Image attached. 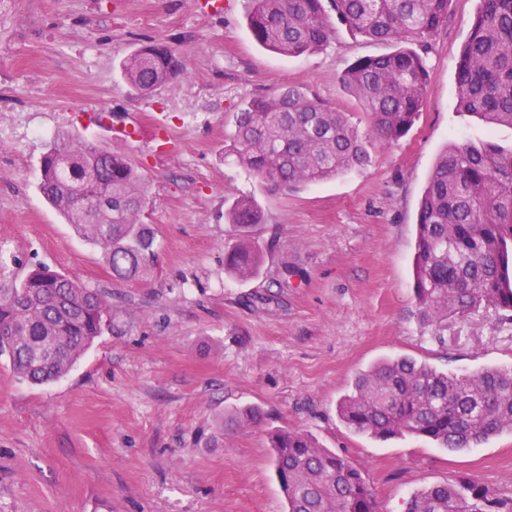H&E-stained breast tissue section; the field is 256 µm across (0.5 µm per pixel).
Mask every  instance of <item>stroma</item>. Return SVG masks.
<instances>
[{"label":"stroma","instance_id":"35a3bbf8","mask_svg":"<svg viewBox=\"0 0 512 512\" xmlns=\"http://www.w3.org/2000/svg\"><path fill=\"white\" fill-rule=\"evenodd\" d=\"M203 15L196 0H0V288L45 266L97 290L111 313L63 378L33 385L0 358V512H285L269 430H306L346 454L379 512L464 474L512 498V435L451 452L411 436L351 432L337 403L356 375L408 356L456 375L512 367V321L494 309L449 318L441 334L414 296L416 217L435 158L456 140L512 145V128L458 113L455 65L477 0H451L429 42L422 114L381 141L339 74L394 51L338 28L325 51L294 58L259 46L247 0ZM155 41L186 53L188 75L136 96L122 61ZM290 83L345 112L370 161L335 179L271 192L224 156L240 104ZM141 123L117 139L99 126ZM61 131L126 155L144 175L142 214L158 258L143 281L113 278L99 247L38 189L39 158ZM255 197L259 276L224 256L240 233L233 202ZM261 422L219 429L224 413Z\"/></svg>","mask_w":512,"mask_h":512}]
</instances>
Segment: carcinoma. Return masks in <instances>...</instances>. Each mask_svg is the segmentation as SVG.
I'll return each mask as SVG.
<instances>
[{
  "mask_svg": "<svg viewBox=\"0 0 512 512\" xmlns=\"http://www.w3.org/2000/svg\"><path fill=\"white\" fill-rule=\"evenodd\" d=\"M252 36L288 57L319 53L336 25L393 42L389 54L362 57L339 76L361 99L380 139L392 143L415 124L428 70L421 48L448 25L450 0H249ZM456 65L458 112L512 128V0H478ZM137 95L187 75L185 55L147 42L122 62ZM224 157L273 190L293 191L368 162L357 128L307 89L286 85L244 101ZM39 189L49 203L99 246L120 280L154 271L156 233L140 216L147 187L122 153L59 133L40 157ZM231 224L260 222L251 197L226 212ZM232 278L259 274L262 247L243 236L225 257ZM421 319L437 329L448 318L480 308L512 312V148L454 141L438 155L420 200L413 261ZM110 307L76 279L34 269L18 285L0 288V357L35 385L64 377L104 330ZM351 431L380 440L423 437L440 448H475L512 433V368L458 376L412 358L384 359L359 373L337 405ZM262 412H235L231 424L256 423ZM286 512H378L372 487L346 455L322 447L307 432L269 433ZM406 512H512V499L463 478L411 496Z\"/></svg>",
  "mask_w": 512,
  "mask_h": 512,
  "instance_id": "obj_1",
  "label": "carcinoma"
}]
</instances>
